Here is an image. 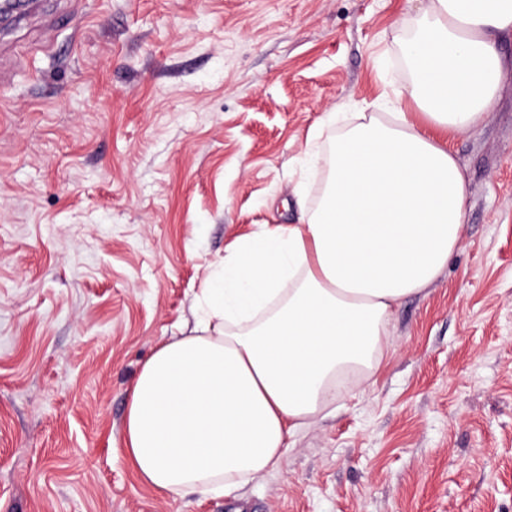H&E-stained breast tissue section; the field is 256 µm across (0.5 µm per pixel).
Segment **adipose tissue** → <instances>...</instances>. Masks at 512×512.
Returning <instances> with one entry per match:
<instances>
[{"mask_svg": "<svg viewBox=\"0 0 512 512\" xmlns=\"http://www.w3.org/2000/svg\"><path fill=\"white\" fill-rule=\"evenodd\" d=\"M508 30L512 0H422L393 96L416 111L355 113L307 222L241 240L196 296L194 327L141 366L119 452L144 484L234 494L328 416L343 376L376 373L394 307L459 248L466 185L446 140L494 107Z\"/></svg>", "mask_w": 512, "mask_h": 512, "instance_id": "1", "label": "adipose tissue"}]
</instances>
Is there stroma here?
Returning <instances> with one entry per match:
<instances>
[{"label": "stroma", "mask_w": 512, "mask_h": 512, "mask_svg": "<svg viewBox=\"0 0 512 512\" xmlns=\"http://www.w3.org/2000/svg\"><path fill=\"white\" fill-rule=\"evenodd\" d=\"M419 0H34L0 24V512H512V34L448 147L466 217L386 356L235 495L117 452L156 345L244 237L317 205L327 113L406 85Z\"/></svg>", "instance_id": "obj_1"}]
</instances>
